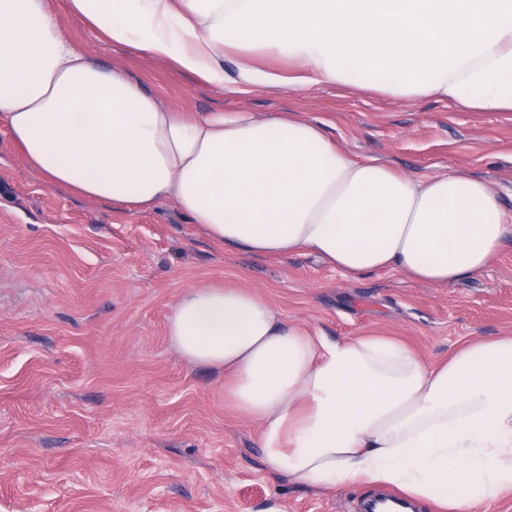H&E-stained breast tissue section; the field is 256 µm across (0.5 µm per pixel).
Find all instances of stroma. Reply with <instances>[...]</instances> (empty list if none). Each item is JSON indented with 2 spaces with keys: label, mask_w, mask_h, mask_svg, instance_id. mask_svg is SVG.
<instances>
[{
  "label": "stroma",
  "mask_w": 512,
  "mask_h": 512,
  "mask_svg": "<svg viewBox=\"0 0 512 512\" xmlns=\"http://www.w3.org/2000/svg\"><path fill=\"white\" fill-rule=\"evenodd\" d=\"M54 5L78 47L165 105L296 112L408 175L468 171L512 210V113L339 83L231 94L98 40ZM210 283L254 289L332 339L395 338L431 366L512 336V240L450 285L394 269L351 281L311 255L226 248L168 200L126 215L49 189L0 129V512H364L388 495L266 473L259 426L225 404L223 370L187 362L167 334L181 291Z\"/></svg>",
  "instance_id": "1"
}]
</instances>
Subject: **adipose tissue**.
Wrapping results in <instances>:
<instances>
[{
    "label": "adipose tissue",
    "instance_id": "1",
    "mask_svg": "<svg viewBox=\"0 0 512 512\" xmlns=\"http://www.w3.org/2000/svg\"><path fill=\"white\" fill-rule=\"evenodd\" d=\"M110 44L247 93L352 75L410 100L512 112V0H67ZM237 57L233 80L226 54ZM282 55L294 75L260 66ZM0 127L48 186L129 213L169 199L212 240L309 254L357 280L394 268L432 285L482 273L512 212L464 171L414 177L344 151L295 112L190 115L61 28L51 0H0ZM190 363L224 370L265 469L317 490L365 483L466 512L512 494V336L431 367L377 335L332 340L255 291L185 289L168 318Z\"/></svg>",
    "mask_w": 512,
    "mask_h": 512
}]
</instances>
